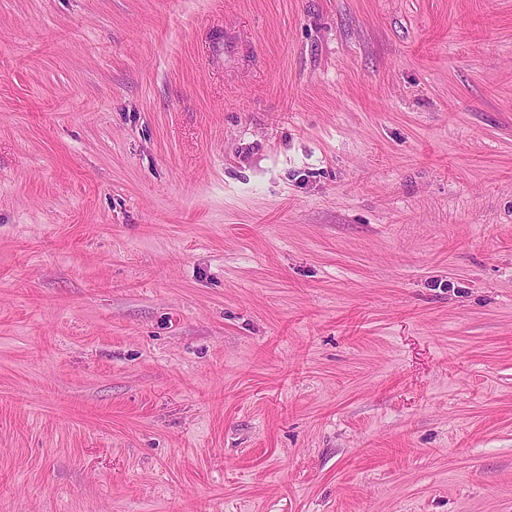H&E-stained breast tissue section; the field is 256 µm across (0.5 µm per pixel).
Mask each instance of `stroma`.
Returning <instances> with one entry per match:
<instances>
[{
    "label": "stroma",
    "mask_w": 512,
    "mask_h": 512,
    "mask_svg": "<svg viewBox=\"0 0 512 512\" xmlns=\"http://www.w3.org/2000/svg\"><path fill=\"white\" fill-rule=\"evenodd\" d=\"M0 512H512V0H0Z\"/></svg>",
    "instance_id": "stroma-1"
}]
</instances>
